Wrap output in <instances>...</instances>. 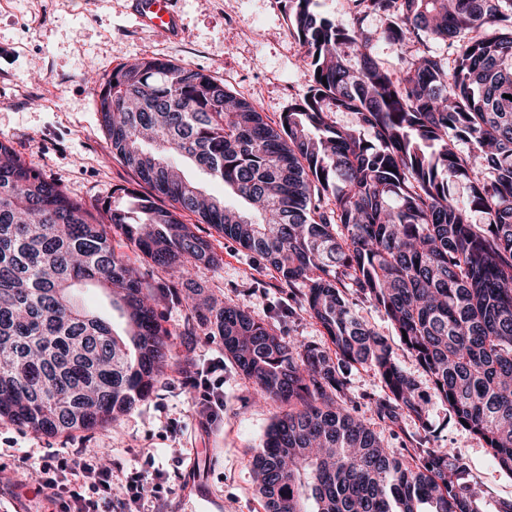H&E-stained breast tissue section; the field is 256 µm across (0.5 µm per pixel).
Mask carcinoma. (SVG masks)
<instances>
[{"label": "carcinoma", "instance_id": "carcinoma-1", "mask_svg": "<svg viewBox=\"0 0 512 512\" xmlns=\"http://www.w3.org/2000/svg\"><path fill=\"white\" fill-rule=\"evenodd\" d=\"M284 2L309 85L273 125L168 60L120 64L100 83L112 157L150 188H121L130 206L108 201L102 220L0 141V421L49 435L118 421L179 361L157 306L183 304L194 320L180 335L217 338L258 400L288 406L252 460L266 512H479L466 464L444 448L396 454L342 401L343 376L369 368L385 391L379 420L430 428L418 381L357 315L366 300L512 474V0H353L349 27L316 0ZM368 13L384 20L376 35ZM380 40L419 54L396 76ZM178 159L252 212L181 177ZM184 211L302 287L331 347L281 336L197 284L147 286L112 234L156 267L223 263ZM83 285L122 305L126 337L77 300Z\"/></svg>", "mask_w": 512, "mask_h": 512}]
</instances>
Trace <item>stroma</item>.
Masks as SVG:
<instances>
[{
	"label": "stroma",
	"mask_w": 512,
	"mask_h": 512,
	"mask_svg": "<svg viewBox=\"0 0 512 512\" xmlns=\"http://www.w3.org/2000/svg\"><path fill=\"white\" fill-rule=\"evenodd\" d=\"M132 0H0V141L86 206L111 200L115 189L132 187L135 173L113 159L98 111L96 80L136 59L160 58L202 70L238 96L259 104L278 121L307 88L305 61L281 0H173L183 31L180 39L138 27ZM196 224L224 259L216 269L198 270L196 281L219 301H229L265 320L282 336L325 344L323 330L301 307L298 290L282 285L263 259ZM164 327L174 330L176 354L197 362L222 358L220 346L202 336H177L188 320L181 306L160 305ZM254 387L232 362L224 364V413L209 427L196 417V397L167 368L154 393L119 422L91 432L51 436L0 422V468L32 449L87 448L122 464L112 484L122 487L124 470L153 456L154 469L168 475L166 512H179L178 498L191 481L208 486L220 512H264L252 480L251 458L267 428L282 412L252 401ZM344 394L355 417L380 434L385 445L410 456L417 441L441 447L466 462L480 494L481 512H499L512 501V475L499 469L485 443L462 428L438 399L429 401L430 429L411 418L379 421L370 413L383 394L368 368L351 367ZM34 479L7 489L0 479V512H58L42 502Z\"/></svg>",
	"instance_id": "obj_1"
}]
</instances>
